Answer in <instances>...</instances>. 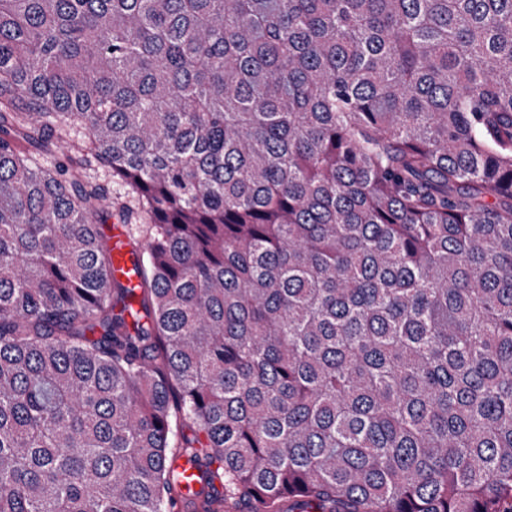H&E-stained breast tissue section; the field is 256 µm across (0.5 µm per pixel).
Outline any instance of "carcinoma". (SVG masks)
<instances>
[{"instance_id":"obj_1","label":"carcinoma","mask_w":512,"mask_h":512,"mask_svg":"<svg viewBox=\"0 0 512 512\" xmlns=\"http://www.w3.org/2000/svg\"><path fill=\"white\" fill-rule=\"evenodd\" d=\"M174 456L512 512V0H0V512H174ZM124 242L123 234L118 233L113 236L112 254L114 265L112 271H114L117 276L126 279L131 272L132 265Z\"/></svg>"}]
</instances>
